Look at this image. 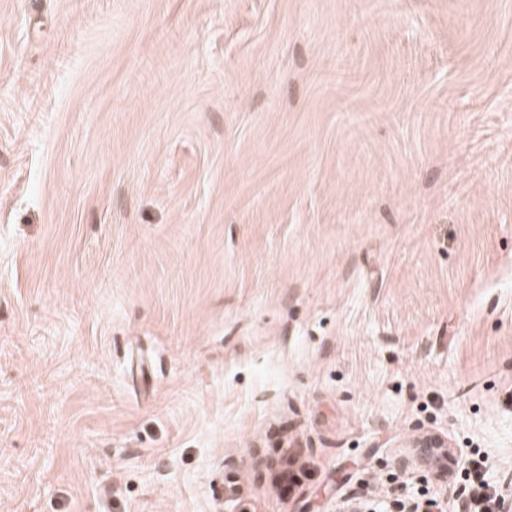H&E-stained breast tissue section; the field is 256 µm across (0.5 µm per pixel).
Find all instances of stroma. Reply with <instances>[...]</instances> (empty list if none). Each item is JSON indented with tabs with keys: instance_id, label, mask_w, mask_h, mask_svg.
Instances as JSON below:
<instances>
[{
	"instance_id": "obj_1",
	"label": "stroma",
	"mask_w": 512,
	"mask_h": 512,
	"mask_svg": "<svg viewBox=\"0 0 512 512\" xmlns=\"http://www.w3.org/2000/svg\"><path fill=\"white\" fill-rule=\"evenodd\" d=\"M472 458L512 501V0H0V512Z\"/></svg>"
}]
</instances>
